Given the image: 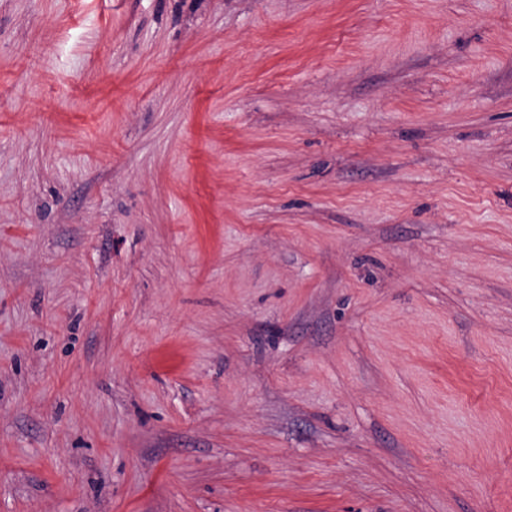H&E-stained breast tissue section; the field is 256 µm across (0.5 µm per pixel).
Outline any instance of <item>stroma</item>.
Wrapping results in <instances>:
<instances>
[{"instance_id": "35a3bbf8", "label": "stroma", "mask_w": 512, "mask_h": 512, "mask_svg": "<svg viewBox=\"0 0 512 512\" xmlns=\"http://www.w3.org/2000/svg\"><path fill=\"white\" fill-rule=\"evenodd\" d=\"M0 512H512V0H0Z\"/></svg>"}]
</instances>
